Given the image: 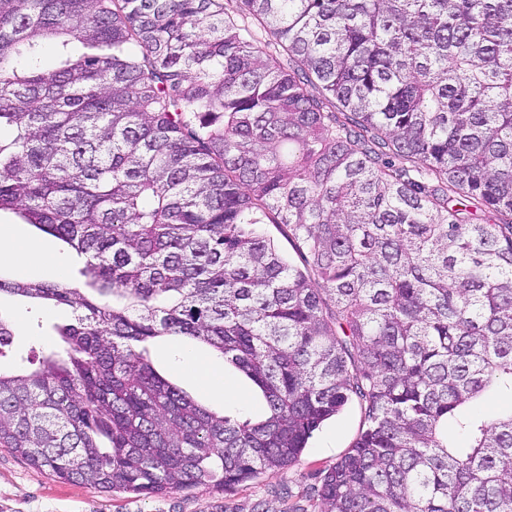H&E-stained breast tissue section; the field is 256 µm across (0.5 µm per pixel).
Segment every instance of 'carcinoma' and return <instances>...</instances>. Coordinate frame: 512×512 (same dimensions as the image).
Returning a JSON list of instances; mask_svg holds the SVG:
<instances>
[{"label": "carcinoma", "instance_id": "carcinoma-1", "mask_svg": "<svg viewBox=\"0 0 512 512\" xmlns=\"http://www.w3.org/2000/svg\"><path fill=\"white\" fill-rule=\"evenodd\" d=\"M2 212L81 264L0 276L73 311L64 354L0 371V447L29 465L229 492L356 398L325 512H512V408L479 409L512 398V0H0ZM160 336L267 417L161 376ZM262 232L274 240L280 253L295 265L303 267V259L297 250L296 241L288 239V230L278 224H262ZM151 359L155 367L165 375L169 380L176 383L189 395L199 400L202 404L211 409L222 411L225 409L226 414L244 419L250 417L254 421L263 419L266 416L265 403L260 397L256 387L240 372L229 365L224 366L222 360L213 359L205 350H192L200 360L216 366L223 372L224 379L241 388L249 396V408L241 409L224 403V400L238 403L245 406L247 395L240 392L232 385L224 383V396H219L213 392L207 391L201 385L187 375L184 370L175 364L176 355L183 350L178 340L171 337H164L154 341L148 345Z\"/></svg>", "mask_w": 512, "mask_h": 512}]
</instances>
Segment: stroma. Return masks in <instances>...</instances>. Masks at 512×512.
Segmentation results:
<instances>
[{"label":"stroma","instance_id":"obj_1","mask_svg":"<svg viewBox=\"0 0 512 512\" xmlns=\"http://www.w3.org/2000/svg\"><path fill=\"white\" fill-rule=\"evenodd\" d=\"M0 229L12 233L20 243H37L35 257L0 260V276L23 282L53 283L61 276L77 279V266L70 247L62 241L20 223L13 215L0 216ZM64 258L57 267L56 258ZM13 321V343L0 358V370L11 372L24 358L42 356L61 349L56 325L67 323L71 312L64 306L38 304L27 300L7 301ZM178 340L164 337L149 346L155 367L189 395L211 409L253 420L266 415L265 403L256 387L231 366H223L226 381L249 396L248 408L225 405L222 396L207 391L180 369L176 355ZM364 414L358 400L325 422L310 438L299 462L284 472L269 471L258 479L238 486L233 492L211 486L175 491L156 497H136L122 492H102L80 483H61L46 471L0 448V512H322L318 490L327 469L352 446L362 429Z\"/></svg>","mask_w":512,"mask_h":512}]
</instances>
